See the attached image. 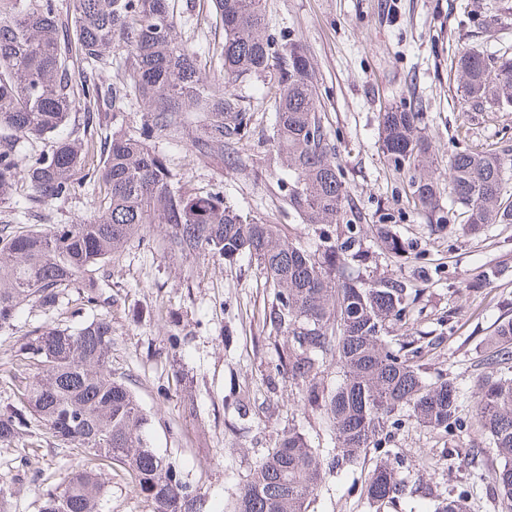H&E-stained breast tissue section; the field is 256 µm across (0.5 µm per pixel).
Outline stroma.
Here are the masks:
<instances>
[{
  "mask_svg": "<svg viewBox=\"0 0 512 512\" xmlns=\"http://www.w3.org/2000/svg\"><path fill=\"white\" fill-rule=\"evenodd\" d=\"M267 32L305 46L318 85L319 109L336 164L348 188L346 207L361 229L363 282L396 278L416 289L410 320L397 337L417 340L419 363L431 382L461 388L463 429L445 433L401 417L389 436L359 463L324 475L308 512H433L439 499L468 492V512H512L494 488L473 486L472 475L498 463L474 418L472 395L486 368L480 360L501 315H512V224H491L475 236L434 231L433 217L415 206L408 178L379 145L378 115L400 103H421L423 133L431 140L441 181L440 206L459 214L447 185L448 158L458 149L490 151L512 159V108L466 102L455 70L461 52L512 55V0H265ZM181 38L201 50L200 67L217 77L209 52L224 41L211 0H174ZM254 79L233 87L253 115L248 136L224 153L201 155L191 140L155 136L151 144L178 172L187 191H222L240 210L282 225L287 241L309 246L317 237L286 201L270 174L260 143L272 135L274 108ZM101 163L81 168L71 199L33 217L1 210L15 229L80 224L93 214ZM409 250L395 258L374 233L383 215ZM163 231L148 227L96 273L97 302L83 289L65 292L54 309L23 310L14 334L0 335V409L14 402L6 371L25 376L14 349L19 337L43 326H71L105 317L112 322V371L130 378L151 416L149 437L172 461L202 512H231L240 486L278 434L299 429L311 447L331 455L333 435L322 410L293 383L277 353L287 344L265 321L273 291L256 263L198 262L168 253ZM498 278L476 281L487 268ZM464 448L480 449L475 458ZM75 463L66 443L52 437L32 446L29 436L0 445V484L12 492V512H38V480L56 479ZM391 463L409 476L405 495L370 506L366 485L376 466ZM105 512H150L121 466L107 471Z\"/></svg>",
  "mask_w": 512,
  "mask_h": 512,
  "instance_id": "obj_1",
  "label": "stroma"
}]
</instances>
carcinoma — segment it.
<instances>
[{
    "label": "carcinoma",
    "instance_id": "cac0c4a2",
    "mask_svg": "<svg viewBox=\"0 0 512 512\" xmlns=\"http://www.w3.org/2000/svg\"><path fill=\"white\" fill-rule=\"evenodd\" d=\"M212 2L224 24L216 83L203 77L200 52L178 36L170 0H70L64 20L55 0H0V207L21 202L32 214L71 198L89 151V142L64 133L76 105L83 104L84 128L112 125L90 221L0 228V332L12 329L26 306L55 307L66 288H82L94 301L99 267L152 224L164 228L166 249L174 254L229 261L249 255L275 290L268 319L288 336L291 378L323 408L336 448L325 463L298 429H288L239 489L233 512H307L322 465L357 464L393 416L446 432L460 428V388L449 380L425 381L419 365L384 340L390 326L409 316L412 289L391 278L365 284L351 273L359 257L357 225L347 217L348 189L319 115L303 44L273 42L263 0ZM114 44L124 51L117 61ZM114 65L124 71L115 83L105 77ZM458 73L466 100L512 106V58L465 51ZM262 75L274 95L269 171L288 176V205L303 223L345 221L340 242L328 244L321 234V242L296 247L280 225L242 213L222 192L186 191L182 177L149 144L153 131L177 135L191 111L201 118L194 149L224 153V145L241 140L252 124L224 87ZM133 100L144 107L137 130L123 127ZM422 120L417 103L392 106L379 115L380 139L394 167L408 173L418 204L433 211L439 188ZM47 136L55 138L51 152L27 153L31 141ZM510 166L512 159L489 152L451 157L448 181L467 216L461 233L512 224L504 178ZM377 234L393 256L406 253L389 225H377ZM15 360L35 374L16 385V401L0 410V443L34 434L37 421L46 434L74 445L78 456L57 483L41 487L39 512H103V461L130 474L151 512H198L180 471L151 446L149 415L129 382L112 373L110 320L35 330L22 338ZM482 361L497 376L477 382L475 412L502 461L488 478L512 501V317L498 320ZM333 368L339 380L329 387L323 377ZM407 484L395 467L379 465L368 499L381 505ZM434 512H467L465 496L442 499Z\"/></svg>",
    "mask_w": 512,
    "mask_h": 512
}]
</instances>
